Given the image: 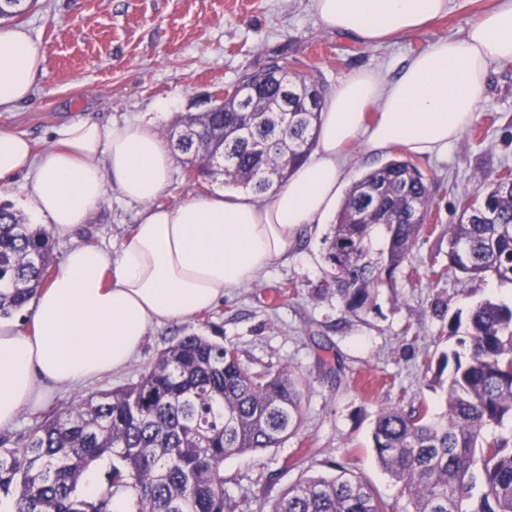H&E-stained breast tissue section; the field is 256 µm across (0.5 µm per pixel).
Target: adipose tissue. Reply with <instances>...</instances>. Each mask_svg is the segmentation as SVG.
Wrapping results in <instances>:
<instances>
[{"label": "adipose tissue", "mask_w": 512, "mask_h": 512, "mask_svg": "<svg viewBox=\"0 0 512 512\" xmlns=\"http://www.w3.org/2000/svg\"><path fill=\"white\" fill-rule=\"evenodd\" d=\"M449 3L312 0V8L326 30L369 46L430 27ZM499 61H512V0H500L463 35L415 53L394 79L353 71L323 108L314 159L263 204L211 196L154 206L173 156L151 122L76 120L41 153L0 129V192L27 179L28 223L73 240L27 322L0 320V430L51 391L124 369L153 324L191 319L259 278L333 208L350 145L446 154L475 121L488 68ZM42 70L24 29H0V112L29 99ZM111 190L145 206L115 256L75 239Z\"/></svg>", "instance_id": "1"}]
</instances>
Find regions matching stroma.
Instances as JSON below:
<instances>
[{
  "mask_svg": "<svg viewBox=\"0 0 512 512\" xmlns=\"http://www.w3.org/2000/svg\"><path fill=\"white\" fill-rule=\"evenodd\" d=\"M498 0L451 4L431 28L380 45L363 46L326 31L311 0H37L14 25L24 27L44 57L29 101L0 112V129L30 139L36 150L52 147L58 131L78 119L100 123L156 121L169 139L177 115L200 111L204 95L284 57L289 68L319 81L324 92L354 70L371 68L395 77L408 57L441 37L461 35ZM172 102L156 116V101ZM416 164L431 183L430 223L447 228L459 214L458 199L480 189L479 175L495 178L512 170V61L493 64L475 122L446 156H419ZM224 184L188 182L182 160L159 197L162 205L224 191ZM141 206L109 192L79 233V241L118 253L130 238ZM335 215L307 225L287 256L257 280L225 296L190 320L153 326L134 359L121 371L53 392L36 410L0 432V448L20 447L33 428L89 396L137 382L159 352L196 333L237 347L255 370L289 365L304 379L303 424L277 448L225 460L226 490L248 498L254 512L300 479L328 476L330 461L342 460L382 499L404 512L405 500L379 466L372 447L378 410L402 398L441 411L440 390L429 387L419 367L430 355L454 347L447 318L468 319L480 302L512 305V283L493 277L436 278L448 263V238L418 243L394 283L375 293L372 308L349 313L335 290L326 288L330 267L323 240Z\"/></svg>",
  "mask_w": 512,
  "mask_h": 512,
  "instance_id": "stroma-1",
  "label": "stroma"
}]
</instances>
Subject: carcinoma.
Wrapping results in <instances>:
<instances>
[{
  "label": "carcinoma",
  "instance_id": "obj_1",
  "mask_svg": "<svg viewBox=\"0 0 512 512\" xmlns=\"http://www.w3.org/2000/svg\"><path fill=\"white\" fill-rule=\"evenodd\" d=\"M37 0H0V21ZM317 84L288 71V61L246 75L204 112L179 116L171 136L188 178L222 180L261 198L288 182L317 142L323 105L308 110ZM255 102L253 122L235 111ZM431 197L425 175L392 160L348 189L330 233L326 260L351 313L404 266L426 224ZM448 265L470 279L512 282V187L498 179L459 202L448 225ZM51 235L0 205V317L22 310L55 264ZM449 324L457 348L423 362L445 395V409L384 407L373 432L380 466L402 485L406 512H512V438L483 437L512 421V307L485 301ZM302 422L298 382L288 366L254 371L238 349L189 334L164 348L138 382L78 399L34 428L20 448H0V495L17 512H113L123 492L127 512H247L226 492L224 460L276 448ZM111 460L93 496L86 473ZM339 474L298 481L269 502L268 512H393V505L342 463Z\"/></svg>",
  "mask_w": 512,
  "mask_h": 512
}]
</instances>
